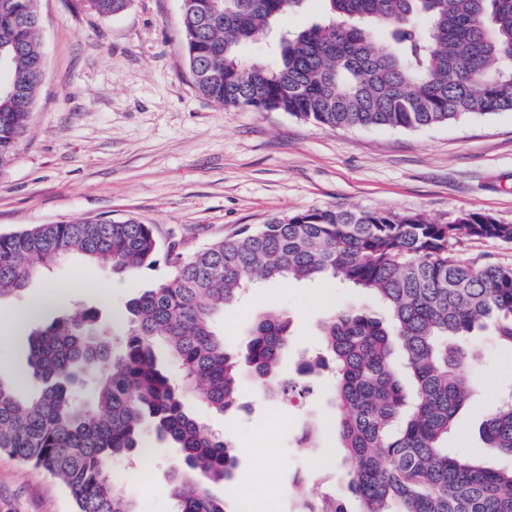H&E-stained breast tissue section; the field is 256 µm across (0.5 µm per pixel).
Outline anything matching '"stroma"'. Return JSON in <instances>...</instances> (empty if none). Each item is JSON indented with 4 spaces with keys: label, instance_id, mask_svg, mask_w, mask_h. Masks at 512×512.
Segmentation results:
<instances>
[{
    "label": "stroma",
    "instance_id": "35a3bbf8",
    "mask_svg": "<svg viewBox=\"0 0 512 512\" xmlns=\"http://www.w3.org/2000/svg\"><path fill=\"white\" fill-rule=\"evenodd\" d=\"M45 59L39 97L11 169L0 176V234L78 218L134 217L153 225L159 245L187 251L229 237L245 225L313 210L358 208L417 214L435 224L479 211L512 224V112L467 117L414 129H330L285 112L222 108L196 88L181 32L180 0H130L102 18L82 0H39ZM323 0H304L273 31L241 46L265 58L279 31L322 18ZM166 271L135 275L77 258L36 278L25 295L0 302V374L27 365L26 332L11 321L46 291L63 294L110 321L112 312ZM340 307L378 309L371 294L333 282H266L215 319L219 332L241 337L269 309L290 317L292 340L281 371L294 375L299 354L317 352L318 327ZM477 394L457 416L453 448L483 466L505 458L485 446L479 426L512 388V351L490 331L470 337ZM314 394H259L244 380L251 409L225 416L189 396L188 410L224 437L237 458L230 486L210 491L230 505L263 488L276 512H300L296 483L307 490L345 489L343 453L328 375ZM313 428L312 445L301 441ZM154 480L142 488L141 464L117 462L124 490L141 512H173L170 476L178 451L144 431ZM0 512H74L65 488L44 472L0 451Z\"/></svg>",
    "mask_w": 512,
    "mask_h": 512
}]
</instances>
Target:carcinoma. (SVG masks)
I'll use <instances>...</instances> for the list:
<instances>
[{
    "label": "carcinoma",
    "mask_w": 512,
    "mask_h": 512,
    "mask_svg": "<svg viewBox=\"0 0 512 512\" xmlns=\"http://www.w3.org/2000/svg\"><path fill=\"white\" fill-rule=\"evenodd\" d=\"M111 17L129 0H83ZM302 0H189L182 29L198 90L223 108L286 112L332 129H413L470 115L512 112V0H325L326 19L280 34L270 62L246 60L242 43L272 30ZM38 0H0V54L12 59L0 95V174L13 164L44 71ZM512 242V224L471 211L430 224L390 210L297 212L234 237L165 254L166 276L130 298L114 332L90 310L52 298L57 316L28 330L27 392L0 376V451L44 471L76 512H140L112 462L140 454L145 425L179 449L170 494L178 512H228L194 474L228 485L237 460L224 438L189 413L198 394L222 414L244 408L249 377L268 397L288 394L280 371L290 320L255 319L242 344L214 319L252 281L335 280L374 295L382 320L359 308L321 324L322 350L297 376L335 377L334 429L360 512H512V466L485 467L448 447L474 383L463 337L494 322L512 349V267L457 258L450 242ZM153 226L88 217L0 236V300L77 255L133 274L157 264ZM89 381L93 400L77 395ZM487 447L512 457V391L483 420ZM301 512H351L341 494L306 499Z\"/></svg>",
    "instance_id": "carcinoma-1"
}]
</instances>
